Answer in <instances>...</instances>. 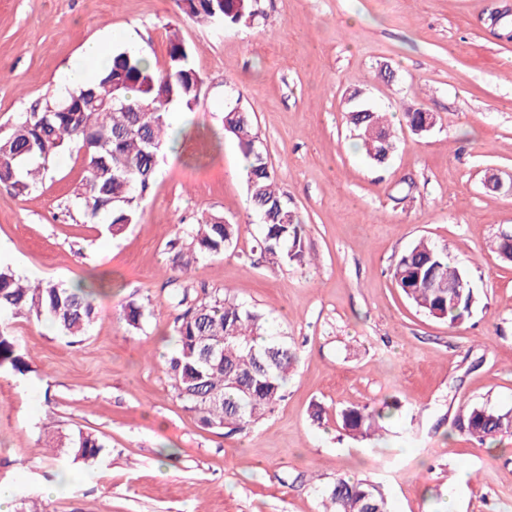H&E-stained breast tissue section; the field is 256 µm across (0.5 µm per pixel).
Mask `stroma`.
<instances>
[{"mask_svg":"<svg viewBox=\"0 0 512 512\" xmlns=\"http://www.w3.org/2000/svg\"><path fill=\"white\" fill-rule=\"evenodd\" d=\"M259 7L254 26L226 28L176 0H0V137L54 102L88 41L161 68L174 32L205 79L193 111L169 113L174 140L121 235L72 206L86 176L77 152L25 194L0 188L1 266L32 282H107L73 345L47 323L0 315L31 354L25 372L0 373V484L13 512L32 498L42 512H319L339 474L380 486L391 512H512V439L482 444L457 427L467 408H512V264L491 250L512 231V39L490 22L512 0ZM356 90L393 124L385 168L346 124ZM230 98L251 113L313 264L255 252L242 153L222 124ZM409 107L434 115L426 135L403 123ZM490 173L504 190L485 189ZM211 214L239 225L235 248L174 269L169 241ZM422 238L447 245L470 278L457 325L417 310L390 275ZM178 286L230 294L297 347L284 401L250 432L204 429L171 390L162 364L176 348ZM132 300L146 309L138 330L120 317ZM387 401L399 409L379 439L341 430V408ZM77 430L106 442L96 471L48 450Z\"/></svg>","mask_w":512,"mask_h":512,"instance_id":"stroma-1","label":"stroma"}]
</instances>
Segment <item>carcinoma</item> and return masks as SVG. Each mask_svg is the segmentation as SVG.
<instances>
[{
  "label": "carcinoma",
  "mask_w": 512,
  "mask_h": 512,
  "mask_svg": "<svg viewBox=\"0 0 512 512\" xmlns=\"http://www.w3.org/2000/svg\"><path fill=\"white\" fill-rule=\"evenodd\" d=\"M183 11L192 19L226 27H249L260 17L257 0H187ZM194 51L178 35L170 39L163 70L134 49L112 53V63L97 80L65 91L58 101L40 112H23L11 133L0 138V186L17 194L28 191L55 157L65 150L83 153L87 176L74 190L76 208L94 219L108 216L107 231L118 236L138 218L139 202L153 180L158 154L167 133L171 105L191 110L200 101L204 79L194 67ZM129 105L112 108V97ZM81 102L76 112H64L72 100ZM410 130L434 120L419 109L404 112ZM360 146L375 166H385L395 149V135L382 113L357 108L347 113ZM224 131L237 139L248 161L247 191L262 223L257 243L260 255L272 264L308 263L304 224L277 186L250 113L239 104L224 107ZM239 226L219 216H207L183 228L170 243L173 266L188 271L193 263L218 256L233 246ZM397 288L418 309L453 325L471 307L470 287L448 293V284L467 273L448 261V247L420 240L403 252L391 268ZM95 288L67 287L60 282L28 283L8 267H0V313L47 320L64 337L77 342L98 312ZM180 313L174 318L177 346L164 361L163 370L175 397L197 414L211 430L244 432L272 413L284 397V385L298 362L296 348L281 334L270 332L268 317L228 294L198 297L188 288L174 295ZM126 324L139 329L145 308L134 302L123 310ZM28 356L15 337L0 329V369L22 373ZM397 405L387 409L350 405L337 417L341 428L355 440H370L383 429L382 421ZM459 429L480 442L512 438V409L474 406L459 418ZM66 456L90 468L103 460L106 444L82 430L58 444ZM322 512H390L388 500L368 480L339 475L325 491Z\"/></svg>",
  "instance_id": "obj_1"
}]
</instances>
